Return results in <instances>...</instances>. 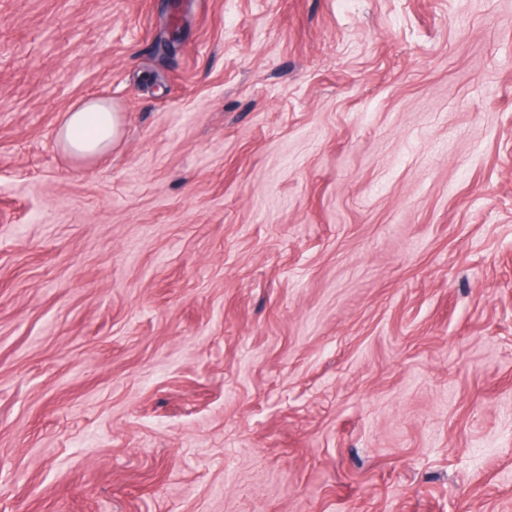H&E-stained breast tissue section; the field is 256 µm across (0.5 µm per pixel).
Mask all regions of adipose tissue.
<instances>
[{"mask_svg": "<svg viewBox=\"0 0 512 512\" xmlns=\"http://www.w3.org/2000/svg\"><path fill=\"white\" fill-rule=\"evenodd\" d=\"M120 133L117 113L104 101L90 99L66 114L58 132L63 149L75 155H100L106 152Z\"/></svg>", "mask_w": 512, "mask_h": 512, "instance_id": "obj_1", "label": "adipose tissue"}]
</instances>
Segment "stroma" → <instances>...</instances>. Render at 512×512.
I'll use <instances>...</instances> for the list:
<instances>
[{"mask_svg":"<svg viewBox=\"0 0 512 512\" xmlns=\"http://www.w3.org/2000/svg\"><path fill=\"white\" fill-rule=\"evenodd\" d=\"M0 512H512V0H0ZM120 121L104 101L89 99L68 112L58 132L63 149L75 155H100L119 137Z\"/></svg>","mask_w":512,"mask_h":512,"instance_id":"1","label":"stroma"}]
</instances>
